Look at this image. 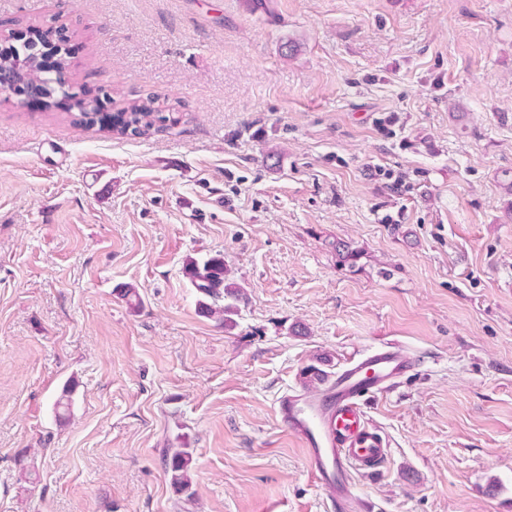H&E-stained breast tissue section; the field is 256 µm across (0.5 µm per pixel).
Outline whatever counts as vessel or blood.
Returning a JSON list of instances; mask_svg holds the SVG:
<instances>
[{"instance_id": "vessel-or-blood-1", "label": "vessel or blood", "mask_w": 512, "mask_h": 512, "mask_svg": "<svg viewBox=\"0 0 512 512\" xmlns=\"http://www.w3.org/2000/svg\"><path fill=\"white\" fill-rule=\"evenodd\" d=\"M417 366L416 357L395 343L383 342L353 357L318 394H286L279 399L280 423L300 443L308 474L338 512H363L364 502L351 488V474L381 467L390 454L364 404L392 392Z\"/></svg>"}]
</instances>
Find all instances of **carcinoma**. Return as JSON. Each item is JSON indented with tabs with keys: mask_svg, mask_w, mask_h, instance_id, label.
Here are the masks:
<instances>
[{
	"mask_svg": "<svg viewBox=\"0 0 512 512\" xmlns=\"http://www.w3.org/2000/svg\"><path fill=\"white\" fill-rule=\"evenodd\" d=\"M40 32L30 30V36L24 44H18L10 38L0 40V69L11 70L20 80H25L26 72L18 66V62L27 61L31 70L43 69L41 59L33 51L35 39ZM100 101L95 98L81 96L70 105L74 120L78 124L98 125L110 128L120 135L136 136L145 130L166 122L167 117L148 99L133 104L122 112L99 111ZM339 261L355 266L360 251L348 242L338 240L331 243ZM184 273L199 294L197 301L200 312L208 316H216L221 324L232 323L230 315L236 312L234 302L240 298V288L231 281L224 268V259L210 257L203 260L190 257L184 264ZM192 453L184 448H169L164 455V468L172 487L178 493L190 491L192 486L191 469Z\"/></svg>",
	"mask_w": 512,
	"mask_h": 512,
	"instance_id": "obj_1",
	"label": "carcinoma"
}]
</instances>
